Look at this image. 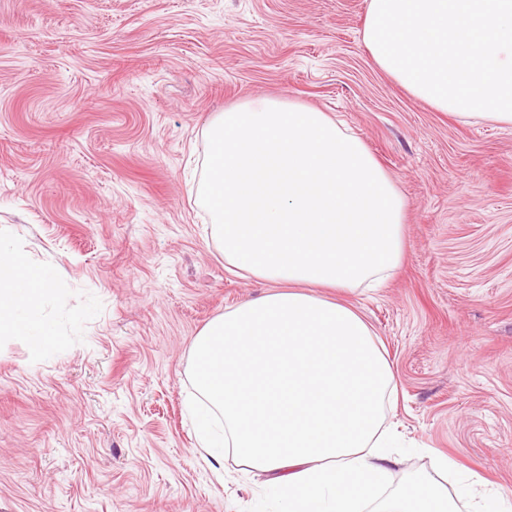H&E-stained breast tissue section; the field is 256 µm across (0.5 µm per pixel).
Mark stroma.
Masks as SVG:
<instances>
[{
  "instance_id": "35a3bbf8",
  "label": "stroma",
  "mask_w": 512,
  "mask_h": 512,
  "mask_svg": "<svg viewBox=\"0 0 512 512\" xmlns=\"http://www.w3.org/2000/svg\"><path fill=\"white\" fill-rule=\"evenodd\" d=\"M368 0H0V237L57 270L49 353L0 336V512H272L203 461L192 345L270 289L224 267L197 198L218 112L259 96L346 123L408 203L405 256L345 299L382 341L406 442L512 491V128L377 67Z\"/></svg>"
}]
</instances>
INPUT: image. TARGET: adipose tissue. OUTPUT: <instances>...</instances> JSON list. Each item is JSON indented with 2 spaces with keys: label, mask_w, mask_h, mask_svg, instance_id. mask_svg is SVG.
<instances>
[{
  "label": "adipose tissue",
  "mask_w": 512,
  "mask_h": 512,
  "mask_svg": "<svg viewBox=\"0 0 512 512\" xmlns=\"http://www.w3.org/2000/svg\"><path fill=\"white\" fill-rule=\"evenodd\" d=\"M363 40L413 97L460 120L512 127V0H369ZM198 197L227 270L274 284L196 337L190 403L204 461L233 452L265 474L277 512H512L479 475L387 484L392 365L352 305L320 296L382 284L404 258L407 203L363 141L329 113L258 98L218 113ZM56 273L0 238V335L45 352Z\"/></svg>",
  "instance_id": "ef3b65f1"
}]
</instances>
